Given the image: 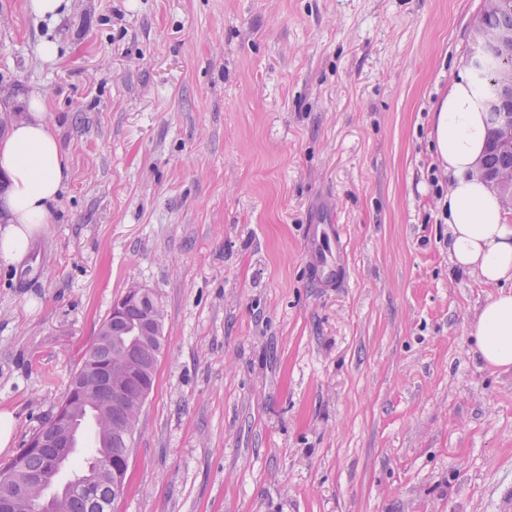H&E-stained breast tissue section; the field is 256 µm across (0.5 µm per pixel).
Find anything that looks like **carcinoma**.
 Here are the masks:
<instances>
[{
	"mask_svg": "<svg viewBox=\"0 0 512 512\" xmlns=\"http://www.w3.org/2000/svg\"><path fill=\"white\" fill-rule=\"evenodd\" d=\"M480 21L488 27L512 32V0H505L501 7H487ZM502 63L487 59L477 71L479 81L487 83L492 93H497L496 75ZM488 167L504 175H512V151L490 149L486 152ZM152 300L126 301L117 317L107 316L112 325V343L90 347L82 358L80 369L83 378L90 381L96 371H112V380L131 393L152 389L155 382L161 339L141 335L145 311ZM59 410L72 416L73 422L92 415L97 435V458L88 469L80 470V482L66 487L53 498L45 495V487L55 476L56 468L47 465L51 448L23 449L14 459L0 465V500L12 495L9 478L34 479L29 495L39 501L38 512H93L92 501H100L98 512H112V469L120 465L124 442L108 437L107 422L112 413L109 393L102 390L85 401L64 398Z\"/></svg>",
	"mask_w": 512,
	"mask_h": 512,
	"instance_id": "1",
	"label": "carcinoma"
}]
</instances>
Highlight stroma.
Here are the masks:
<instances>
[{"label":"stroma","instance_id":"1","mask_svg":"<svg viewBox=\"0 0 512 512\" xmlns=\"http://www.w3.org/2000/svg\"><path fill=\"white\" fill-rule=\"evenodd\" d=\"M484 5L0 0V106L42 95L70 167L0 261V464L139 284L163 352L113 512H512V371L470 337L499 289L434 192Z\"/></svg>","mask_w":512,"mask_h":512}]
</instances>
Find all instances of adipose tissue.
<instances>
[{
    "instance_id": "ef3b65f1",
    "label": "adipose tissue",
    "mask_w": 512,
    "mask_h": 512,
    "mask_svg": "<svg viewBox=\"0 0 512 512\" xmlns=\"http://www.w3.org/2000/svg\"><path fill=\"white\" fill-rule=\"evenodd\" d=\"M485 89L460 70L434 117L432 137L449 177L442 203L448 210V253L460 270L498 287L479 312L471 335L484 365L512 370V223L497 192L475 169L486 144L490 116ZM41 95L0 138V259L22 261L46 232L50 208L69 179V163Z\"/></svg>"
}]
</instances>
